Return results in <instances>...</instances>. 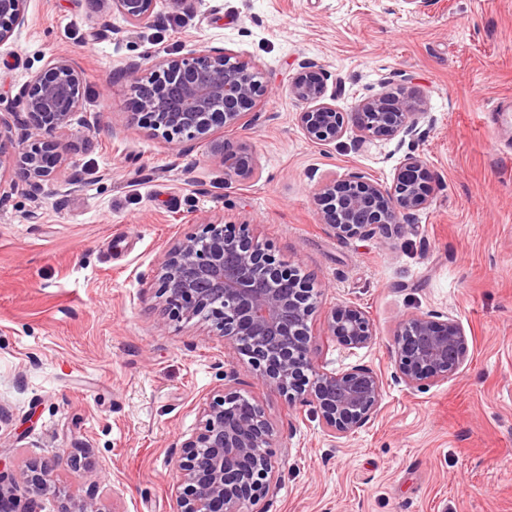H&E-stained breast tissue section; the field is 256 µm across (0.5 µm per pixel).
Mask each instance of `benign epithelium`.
<instances>
[{
	"label": "benign epithelium",
	"instance_id": "benign-epithelium-1",
	"mask_svg": "<svg viewBox=\"0 0 512 512\" xmlns=\"http://www.w3.org/2000/svg\"><path fill=\"white\" fill-rule=\"evenodd\" d=\"M104 11L129 24L154 13L156 0H98ZM27 0H0V44L24 25ZM143 63L127 61L114 75L130 83L153 135L168 142L206 143L210 160L224 167L225 182L254 177L257 160L243 141L213 140L215 127L234 129L270 94L258 68L222 49L191 50ZM328 74L302 64L288 82V95L306 105L297 122L306 138L326 145L353 127L369 137L402 134L421 139L420 101L399 89L360 102L352 112L331 103ZM81 74L65 56L51 58L32 77L17 103L26 118L16 123L0 113V181H21L35 195L68 160L61 137L72 131L81 107ZM430 171L419 155L406 156L386 187L361 175L322 183L316 199L320 221L336 237L371 239L380 233L411 231L416 213L431 202ZM202 231L165 253L156 270L160 298L173 321L199 317L210 331L247 357L255 378L293 404L313 405L332 433L347 435L373 419L383 396L378 373L352 366L341 373L316 363L310 322L316 312L313 288L299 270L276 257L249 225L204 218ZM327 336L348 349L374 340V324L358 307L339 305L325 316ZM468 339L452 318L413 314L399 325L392 357L398 378L409 388L448 380L468 359ZM274 428L251 397L231 385L201 407L198 431L182 444L180 480L173 487L177 512H260L255 508L275 478ZM60 456L32 462L23 473L28 504L55 484ZM0 512L14 507L0 474Z\"/></svg>",
	"mask_w": 512,
	"mask_h": 512
}]
</instances>
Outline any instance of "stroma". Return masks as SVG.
I'll use <instances>...</instances> for the list:
<instances>
[{"label": "stroma", "instance_id": "35a3bbf8", "mask_svg": "<svg viewBox=\"0 0 512 512\" xmlns=\"http://www.w3.org/2000/svg\"><path fill=\"white\" fill-rule=\"evenodd\" d=\"M120 28L113 39L104 25ZM217 47L250 59L274 95L244 127L259 170L239 183L208 159L132 120L112 77L123 60ZM56 54L82 75L73 120L84 135L44 194L0 181V471L58 453L37 512L95 494L104 512H175L183 442L225 377L273 424L276 481L265 512H512V0H157L148 24L85 0H29L17 37L0 44V106L15 105ZM307 62L331 75L340 111L403 87L422 102L426 135L311 143L288 80ZM425 158L432 202L402 236L339 239L318 219L315 190L360 174L391 185L406 155ZM249 224L309 276L313 351L326 370L360 365L383 380L375 418L326 431L312 405L262 386L207 322L169 320L154 272L202 217ZM341 304L374 323L371 344L326 337ZM413 314L457 320L469 358L448 381L410 388L391 355Z\"/></svg>", "mask_w": 512, "mask_h": 512}]
</instances>
